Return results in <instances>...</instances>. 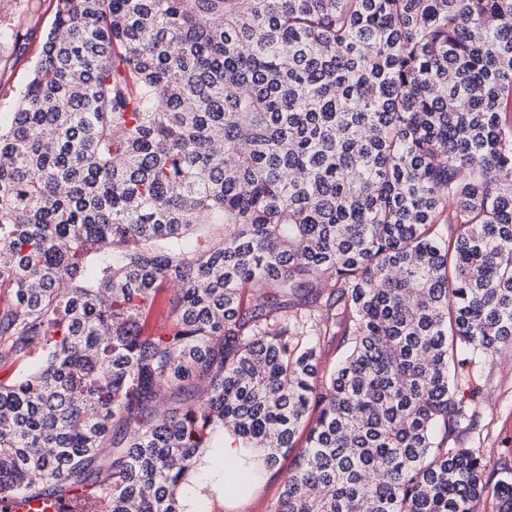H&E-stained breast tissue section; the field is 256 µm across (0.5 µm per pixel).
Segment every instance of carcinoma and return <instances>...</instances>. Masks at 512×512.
Masks as SVG:
<instances>
[{"instance_id":"carcinoma-1","label":"carcinoma","mask_w":512,"mask_h":512,"mask_svg":"<svg viewBox=\"0 0 512 512\" xmlns=\"http://www.w3.org/2000/svg\"><path fill=\"white\" fill-rule=\"evenodd\" d=\"M506 92L512 0H56L0 125V502L187 512L226 428L243 496L314 412L275 512H512L449 444L512 348ZM91 488H71L47 496L38 491L12 498L3 509L8 512H86L96 503Z\"/></svg>"}]
</instances>
